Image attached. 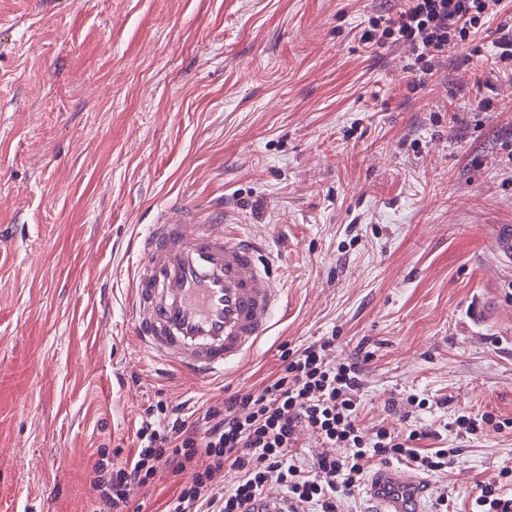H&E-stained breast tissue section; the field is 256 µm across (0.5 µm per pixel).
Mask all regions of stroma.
<instances>
[{"instance_id": "stroma-1", "label": "stroma", "mask_w": 512, "mask_h": 512, "mask_svg": "<svg viewBox=\"0 0 512 512\" xmlns=\"http://www.w3.org/2000/svg\"><path fill=\"white\" fill-rule=\"evenodd\" d=\"M404 0H0V512H90L100 448L145 410L223 407L336 335L358 425L457 454L467 512L512 466V73L368 48ZM260 239L285 308L224 379L159 375L124 307L128 245L171 204ZM495 417L491 414L483 413L478 417V415L469 414H460L456 418V425L458 428L463 431L465 434L475 435L479 430L484 428V425L493 424ZM495 427L498 429L503 428H512V419H504L503 421L494 422Z\"/></svg>"}]
</instances>
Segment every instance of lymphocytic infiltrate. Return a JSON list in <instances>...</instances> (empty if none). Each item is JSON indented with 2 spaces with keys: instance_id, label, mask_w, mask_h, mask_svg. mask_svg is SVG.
<instances>
[{
  "instance_id": "obj_1",
  "label": "lymphocytic infiltrate",
  "mask_w": 512,
  "mask_h": 512,
  "mask_svg": "<svg viewBox=\"0 0 512 512\" xmlns=\"http://www.w3.org/2000/svg\"><path fill=\"white\" fill-rule=\"evenodd\" d=\"M503 0H407L397 16L370 18L361 39L379 47L407 46L422 76L437 72L449 47L467 45L480 52L475 38ZM334 337L296 350L283 348L282 367L256 393L235 405L210 407L201 419L167 416L165 404L142 417L135 451L121 461L100 451L90 472L91 512H129L131 486H144L166 472L178 491L166 512H246L268 483L281 485L305 512H336L338 496L351 493L375 462L398 461L422 472H444L447 448H423V431L378 428L365 438L358 425L361 379L352 364H335L327 353ZM306 427L328 445L311 467L292 453L298 427ZM344 449L341 457L332 448ZM209 465L198 469L197 458ZM237 481L222 487L225 468ZM512 467L478 486L476 512H512Z\"/></svg>"
}]
</instances>
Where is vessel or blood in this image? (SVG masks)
Here are the masks:
<instances>
[{
    "instance_id": "obj_1",
    "label": "vessel or blood",
    "mask_w": 512,
    "mask_h": 512,
    "mask_svg": "<svg viewBox=\"0 0 512 512\" xmlns=\"http://www.w3.org/2000/svg\"><path fill=\"white\" fill-rule=\"evenodd\" d=\"M127 309L140 350L200 380L248 358L273 327L282 290L255 244L221 218L165 211L133 238ZM431 483L400 467L378 471L371 512H426Z\"/></svg>"
}]
</instances>
